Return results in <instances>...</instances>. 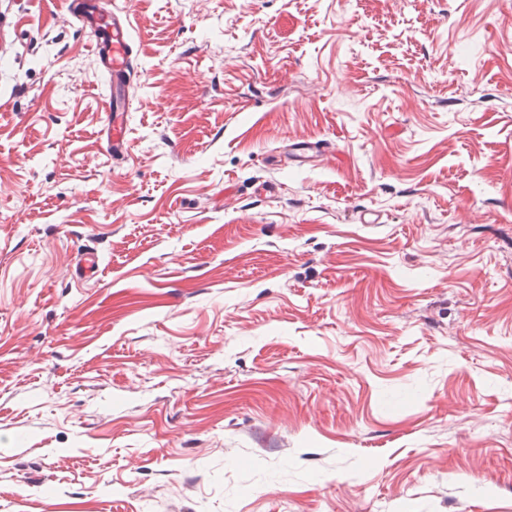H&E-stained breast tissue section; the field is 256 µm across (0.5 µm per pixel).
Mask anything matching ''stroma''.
Instances as JSON below:
<instances>
[{
  "mask_svg": "<svg viewBox=\"0 0 512 512\" xmlns=\"http://www.w3.org/2000/svg\"><path fill=\"white\" fill-rule=\"evenodd\" d=\"M113 6L119 158L0 0V512H512V0Z\"/></svg>",
  "mask_w": 512,
  "mask_h": 512,
  "instance_id": "1",
  "label": "stroma"
}]
</instances>
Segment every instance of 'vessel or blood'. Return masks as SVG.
I'll use <instances>...</instances> for the list:
<instances>
[{
  "label": "vessel or blood",
  "mask_w": 512,
  "mask_h": 512,
  "mask_svg": "<svg viewBox=\"0 0 512 512\" xmlns=\"http://www.w3.org/2000/svg\"><path fill=\"white\" fill-rule=\"evenodd\" d=\"M67 14L82 26L95 30L105 28L106 34L95 39L91 47L108 78V90L105 94L107 113L105 122L111 123L112 134L108 142L113 152L123 151L126 143L125 126L115 125L111 112L118 103L127 101L128 91L134 80L139 77L131 45V22L127 14L112 11L106 7L91 10L86 0H61Z\"/></svg>",
  "instance_id": "obj_1"
}]
</instances>
